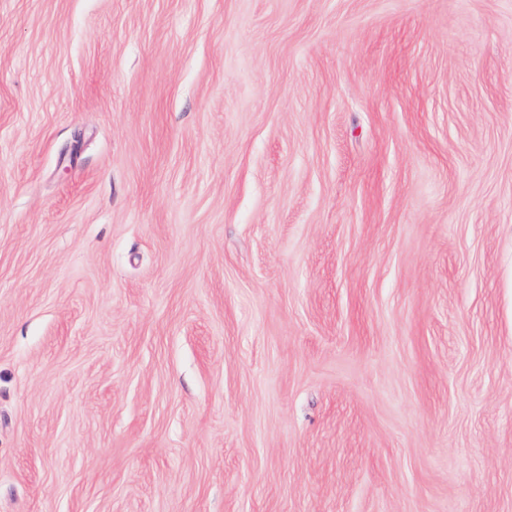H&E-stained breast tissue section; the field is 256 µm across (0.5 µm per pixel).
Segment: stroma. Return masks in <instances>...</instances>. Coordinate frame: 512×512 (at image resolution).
Returning <instances> with one entry per match:
<instances>
[{"mask_svg":"<svg viewBox=\"0 0 512 512\" xmlns=\"http://www.w3.org/2000/svg\"><path fill=\"white\" fill-rule=\"evenodd\" d=\"M0 512H512V0H0Z\"/></svg>","mask_w":512,"mask_h":512,"instance_id":"1","label":"stroma"}]
</instances>
